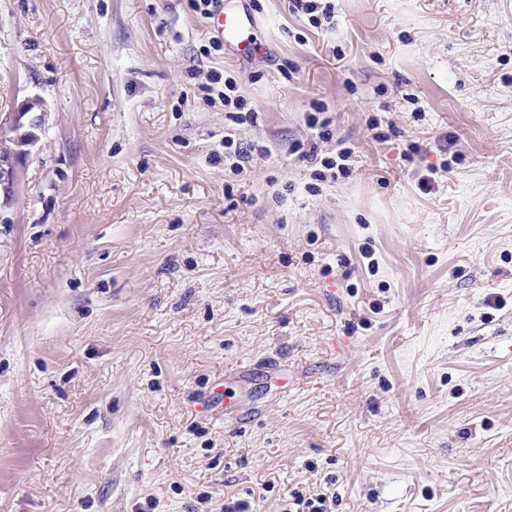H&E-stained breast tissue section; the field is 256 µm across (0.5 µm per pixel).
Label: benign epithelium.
<instances>
[{"instance_id": "benign-epithelium-1", "label": "benign epithelium", "mask_w": 512, "mask_h": 512, "mask_svg": "<svg viewBox=\"0 0 512 512\" xmlns=\"http://www.w3.org/2000/svg\"><path fill=\"white\" fill-rule=\"evenodd\" d=\"M48 111L38 96L27 97L11 112L0 113V194L8 198L18 180L19 166L45 127Z\"/></svg>"}]
</instances>
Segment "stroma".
<instances>
[{
	"mask_svg": "<svg viewBox=\"0 0 512 512\" xmlns=\"http://www.w3.org/2000/svg\"><path fill=\"white\" fill-rule=\"evenodd\" d=\"M334 3L0 0V512H512V0ZM217 1L205 24L207 33L224 43V53L236 57L249 56L251 44L245 38L253 27L251 14L242 8H226L223 0ZM224 90L219 93L224 95V106L229 108L228 112H237L238 116H230L235 121L243 120V114L241 112H246L244 114V118L253 119L254 112H259L256 109H246L244 105L243 99H241L240 95H236L237 92V81L233 77H224ZM48 111L38 96L22 100L12 112L0 113V197L13 193L19 166L45 127Z\"/></svg>",
	"mask_w": 512,
	"mask_h": 512,
	"instance_id": "obj_1",
	"label": "stroma"
}]
</instances>
